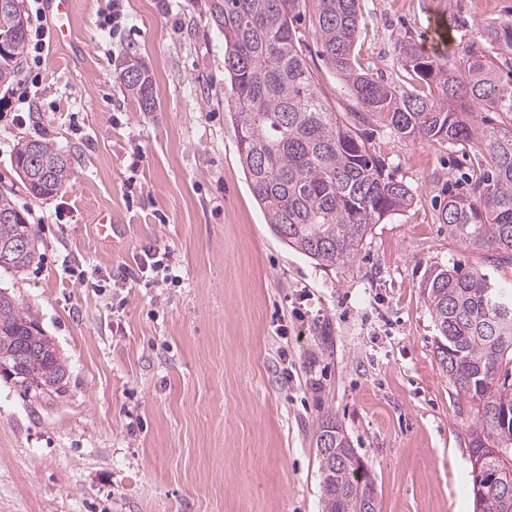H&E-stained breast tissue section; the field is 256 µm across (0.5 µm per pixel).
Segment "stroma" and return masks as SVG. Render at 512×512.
<instances>
[{"label": "stroma", "instance_id": "1", "mask_svg": "<svg viewBox=\"0 0 512 512\" xmlns=\"http://www.w3.org/2000/svg\"><path fill=\"white\" fill-rule=\"evenodd\" d=\"M73 42L23 57L0 100V192L36 230L41 261L0 273V290L38 314L67 365L58 396L0 377V512H321L315 432L335 417L369 468L379 512H474V409L439 366L422 283L430 270L492 264L448 236L438 206L469 187L473 145L403 138L361 122L343 78L301 50L330 109L387 174L408 209L374 225L352 264L322 268L271 231L246 184L224 112V38L207 0H72ZM354 68L423 96L399 59L452 23L446 52L465 68L484 20L512 21V0H361ZM135 51L158 108L140 111L116 79ZM44 138L73 176L28 194L12 160ZM115 220V245L97 239ZM168 252L172 281L118 288L145 248Z\"/></svg>", "mask_w": 512, "mask_h": 512}]
</instances>
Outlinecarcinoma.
<instances>
[{
	"label": "carcinoma",
	"mask_w": 512,
	"mask_h": 512,
	"mask_svg": "<svg viewBox=\"0 0 512 512\" xmlns=\"http://www.w3.org/2000/svg\"><path fill=\"white\" fill-rule=\"evenodd\" d=\"M315 8L321 55L349 85L362 111L383 117L404 138L471 142L479 176L470 194L448 192L439 223L448 237L499 261L512 262V69L475 52L458 72L446 57L431 58L403 44L400 58L434 89L423 97L357 72L351 52L358 36L360 0H208L215 29L224 36V108L234 128L239 159L253 197L273 232L320 267L353 262L367 234L410 207L412 190L385 174L373 154L328 106L298 47L294 22ZM0 77L19 76L27 47V20L0 8ZM482 39L512 51V23L485 22ZM117 80L140 111H157L153 77L128 53ZM476 107L501 112L509 124L479 127ZM13 163L33 196L56 193L72 176L70 157L50 141L17 143ZM39 259L33 225L14 200L0 193V271L20 274ZM423 295L438 331L436 358L456 391L476 411L471 433L475 512H512V290L478 270L435 268ZM0 374L25 392L59 394L64 361L43 335L38 315L0 293ZM322 512H378L369 474L342 427L324 416L315 440Z\"/></svg>",
	"instance_id": "obj_1"
}]
</instances>
